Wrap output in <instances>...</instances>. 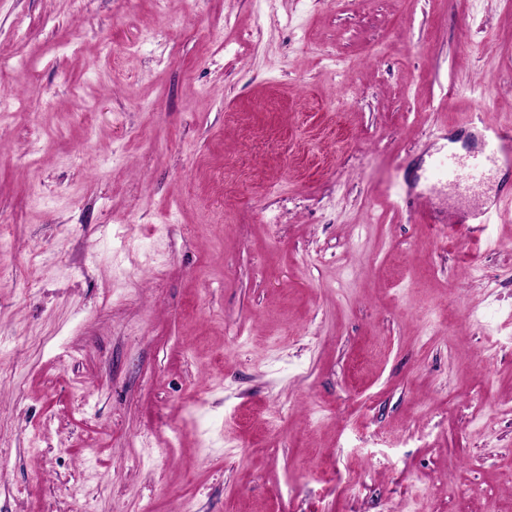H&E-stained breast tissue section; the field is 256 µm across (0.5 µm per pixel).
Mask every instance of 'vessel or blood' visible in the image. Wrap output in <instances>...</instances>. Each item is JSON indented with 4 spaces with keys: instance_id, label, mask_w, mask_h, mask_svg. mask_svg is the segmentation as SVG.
<instances>
[{
    "instance_id": "obj_1",
    "label": "vessel or blood",
    "mask_w": 512,
    "mask_h": 512,
    "mask_svg": "<svg viewBox=\"0 0 512 512\" xmlns=\"http://www.w3.org/2000/svg\"><path fill=\"white\" fill-rule=\"evenodd\" d=\"M486 151L468 157L449 152L434 158L430 173L437 183L460 191L470 190L473 182L466 171L470 168H484L495 163L499 153L512 148V126L487 129L485 134Z\"/></svg>"
}]
</instances>
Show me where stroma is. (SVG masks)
Instances as JSON below:
<instances>
[{
    "label": "stroma",
    "mask_w": 512,
    "mask_h": 512,
    "mask_svg": "<svg viewBox=\"0 0 512 512\" xmlns=\"http://www.w3.org/2000/svg\"><path fill=\"white\" fill-rule=\"evenodd\" d=\"M0 51V512H512V152L399 198L512 125V0H0Z\"/></svg>",
    "instance_id": "obj_1"
}]
</instances>
